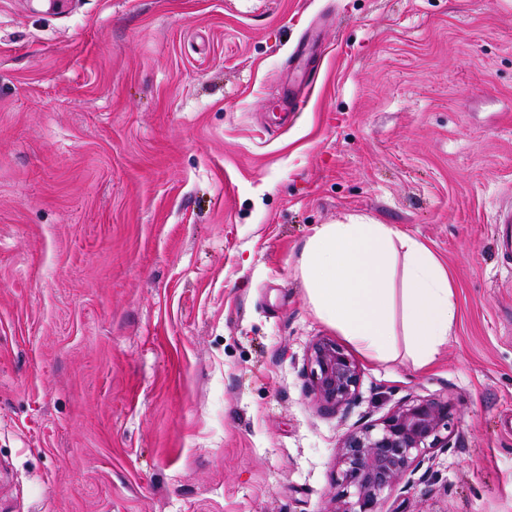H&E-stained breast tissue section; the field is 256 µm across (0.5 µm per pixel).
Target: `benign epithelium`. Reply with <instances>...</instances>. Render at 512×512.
<instances>
[{"label": "benign epithelium", "mask_w": 512, "mask_h": 512, "mask_svg": "<svg viewBox=\"0 0 512 512\" xmlns=\"http://www.w3.org/2000/svg\"><path fill=\"white\" fill-rule=\"evenodd\" d=\"M313 388L324 407L346 412L358 398L360 368L332 340L316 342L310 354ZM457 422L446 397H406L381 419L347 432L337 451L336 486L328 512H383L392 492L426 481V455L450 447Z\"/></svg>", "instance_id": "obj_1"}]
</instances>
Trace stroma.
Masks as SVG:
<instances>
[{
  "label": "stroma",
  "instance_id": "obj_1",
  "mask_svg": "<svg viewBox=\"0 0 512 512\" xmlns=\"http://www.w3.org/2000/svg\"><path fill=\"white\" fill-rule=\"evenodd\" d=\"M510 203L512 0H0V512H327L342 436L410 396L458 420L385 512H512ZM352 219L459 314L341 416L298 260ZM493 222L499 228L500 245L505 250H508L512 256V207L508 206L498 210Z\"/></svg>",
  "mask_w": 512,
  "mask_h": 512
}]
</instances>
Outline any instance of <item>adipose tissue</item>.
Returning a JSON list of instances; mask_svg holds the SVG:
<instances>
[{
    "instance_id": "obj_1",
    "label": "adipose tissue",
    "mask_w": 512,
    "mask_h": 512,
    "mask_svg": "<svg viewBox=\"0 0 512 512\" xmlns=\"http://www.w3.org/2000/svg\"><path fill=\"white\" fill-rule=\"evenodd\" d=\"M299 271L316 317L369 362L403 351L415 369L429 368L457 320V297L440 260L388 224L316 227Z\"/></svg>"
}]
</instances>
